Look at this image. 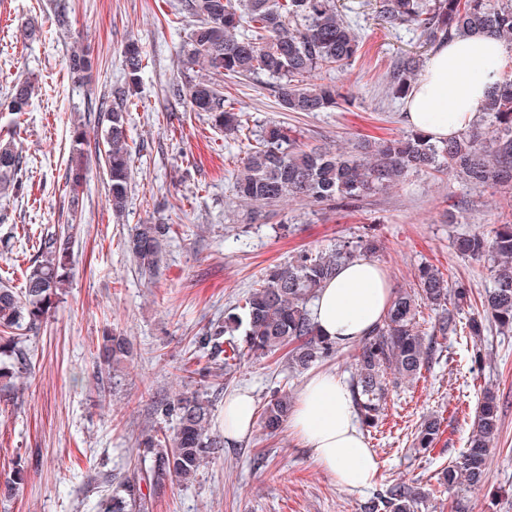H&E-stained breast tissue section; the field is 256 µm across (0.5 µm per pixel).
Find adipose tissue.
<instances>
[{"label":"adipose tissue","instance_id":"1","mask_svg":"<svg viewBox=\"0 0 512 512\" xmlns=\"http://www.w3.org/2000/svg\"><path fill=\"white\" fill-rule=\"evenodd\" d=\"M512 73V50L486 34H469L440 45L407 99L411 126L444 142L484 112L489 92ZM393 299L386 271L366 257L339 266L321 289L313 317L321 334L343 346L357 343L383 318ZM255 426V402L246 391L224 402V438L234 444ZM288 426L320 469L344 490L375 480L379 463L354 416L350 387L331 371L312 375Z\"/></svg>","mask_w":512,"mask_h":512}]
</instances>
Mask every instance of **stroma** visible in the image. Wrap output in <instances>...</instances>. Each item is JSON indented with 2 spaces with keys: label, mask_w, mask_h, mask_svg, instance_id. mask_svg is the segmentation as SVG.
<instances>
[{
  "label": "stroma",
  "mask_w": 512,
  "mask_h": 512,
  "mask_svg": "<svg viewBox=\"0 0 512 512\" xmlns=\"http://www.w3.org/2000/svg\"><path fill=\"white\" fill-rule=\"evenodd\" d=\"M340 3L365 36L363 56L331 75L352 105L285 112L260 83L227 86L250 125L275 121L331 149L408 131L406 104L387 95L386 77L400 56L417 51L415 34L378 20L374 0ZM180 7L181 0H0V98L20 79L37 86L26 111L0 114V132L16 126L26 156L22 194L0 199V282L20 285L41 228L80 225L62 300L28 338L34 366L25 388L0 403V473L20 458L29 475L0 512H100L102 477L117 481L132 470L158 401L195 390L183 370L194 341L234 312L266 268L288 263L298 251H325L368 230L380 245L375 260L393 287H411L423 264L476 294L493 285L491 261L462 256L455 241L491 235L512 219V190L419 172L352 210L296 203L271 219L247 221L232 177L242 144L167 95L185 38L184 28L169 24ZM60 10L70 17L68 29L55 25ZM132 39L146 47L150 62L127 114L133 161L119 218L102 164H88L78 199H71L65 181L70 131L87 121L89 104L122 83L121 51ZM77 48L95 60L90 81L66 71V57ZM155 222L172 225L173 232L151 282L138 274L124 242L134 225ZM468 319L459 314L454 332L434 335L437 350L416 384L390 386L381 424L365 435L379 462L371 486L340 488L289 427L271 434L258 424L192 483L156 495L153 512H360L366 499L400 479L417 481L424 494L419 512H452L453 496L437 474L466 448L488 387L498 399L499 432L490 481L467 492V510L512 512V333L486 323L477 345ZM111 331L127 336L131 353L119 368L104 371L98 347ZM305 380L278 355L244 361L232 377L211 378L210 389L220 395L213 429L223 430V399L234 391L249 390L260 409L279 388L300 397ZM428 416L440 419L441 434L418 453L412 440Z\"/></svg>",
  "instance_id": "35a3bbf8"
}]
</instances>
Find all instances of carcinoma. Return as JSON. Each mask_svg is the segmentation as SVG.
Returning <instances> with one entry per match:
<instances>
[{
	"instance_id": "cac0c4a2",
	"label": "carcinoma",
	"mask_w": 512,
	"mask_h": 512,
	"mask_svg": "<svg viewBox=\"0 0 512 512\" xmlns=\"http://www.w3.org/2000/svg\"><path fill=\"white\" fill-rule=\"evenodd\" d=\"M379 16L395 26L419 32L429 49L469 33H487L512 43V0H378ZM182 11L195 18L182 50L180 80L169 95L203 112L211 125L226 133L244 130L242 110L224 95V83L261 76L273 88L285 112H326L342 105L345 96L327 75L355 61L363 38L357 24L342 13L339 0H185ZM149 57L136 42L123 51L124 82L114 101L97 105L101 128L95 149L108 175L112 211L127 204L131 174L127 112L139 93ZM201 65L205 73L195 67ZM420 58L404 55L387 76L389 94L407 97L417 80ZM93 67L91 58L74 51L67 59L69 73L83 78ZM35 87L28 80L14 83L5 102L9 112H23ZM487 122L444 143L421 131L369 143L337 153L321 152L302 142L294 131L276 123L246 135L245 157L234 173L237 198L247 213H274L286 202L309 201L336 209L353 206L363 198L399 185L413 172L434 176L451 174L474 187L512 190V78L507 76L489 95ZM17 131L0 138V193L19 190L25 156L15 147ZM71 165L66 185L75 194L81 184V162L90 141L82 125L73 127ZM168 224H138L125 240L140 273L154 279L159 270ZM73 234L66 229L40 232L37 256L22 273L18 287L0 285V396L18 394V380L31 371L25 349L26 332L41 325L60 302L68 279ZM461 255L490 259L495 268L494 287L486 292L484 317H471V335L483 333V319L501 331H512V222L498 225L492 237L466 236L458 242ZM377 252L374 238L340 240L327 252L302 250L285 265L269 267L252 287L241 307L227 322L241 330L239 340L224 342L226 329L210 327L199 348L205 357L194 358L190 374L203 379L217 371L229 375L247 357L263 358L287 350L288 366L301 373L340 351L323 337L312 317L311 304L318 291L336 274L337 267L353 258ZM416 287L394 291L392 303L374 329L356 348L351 379L356 412L363 425L378 424L388 385L417 381L432 347L419 330V309L435 311L434 332L445 336L455 327V313L468 304L462 287L452 288L431 264L418 267ZM454 309H449L448 304ZM103 351L112 363L128 357L129 343L120 334L103 337ZM214 400L208 391L182 393L156 406V412L175 422L172 432L152 429L139 443V463L100 502L101 512H150L151 494L173 481L194 480L204 464L224 451V436L211 429ZM292 411L286 394H275L261 414L264 429L277 431ZM496 397L485 392L474 417L467 448L441 470L448 489L462 492L485 485L490 478L492 442L498 433ZM440 422L425 421L414 447L427 449L437 440ZM28 471L17 460L0 479V500H11L25 485ZM417 488L399 480L367 499L361 512H416Z\"/></svg>"
}]
</instances>
